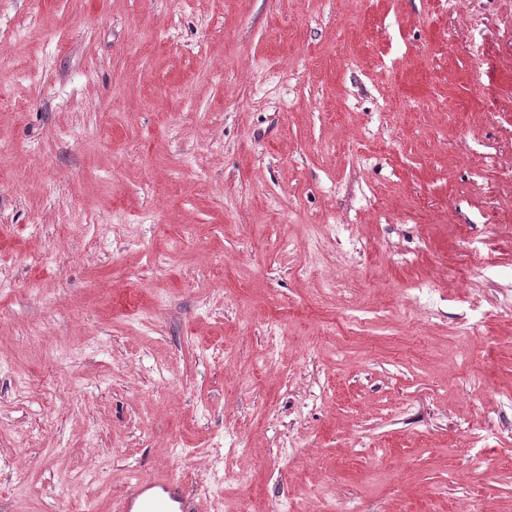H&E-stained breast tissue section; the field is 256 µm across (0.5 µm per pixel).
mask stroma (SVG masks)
<instances>
[{"label":"stroma","mask_w":512,"mask_h":512,"mask_svg":"<svg viewBox=\"0 0 512 512\" xmlns=\"http://www.w3.org/2000/svg\"><path fill=\"white\" fill-rule=\"evenodd\" d=\"M1 101L0 512H512V0H0ZM179 482L171 478L152 477L131 484L120 499L118 512H192Z\"/></svg>","instance_id":"35a3bbf8"}]
</instances>
